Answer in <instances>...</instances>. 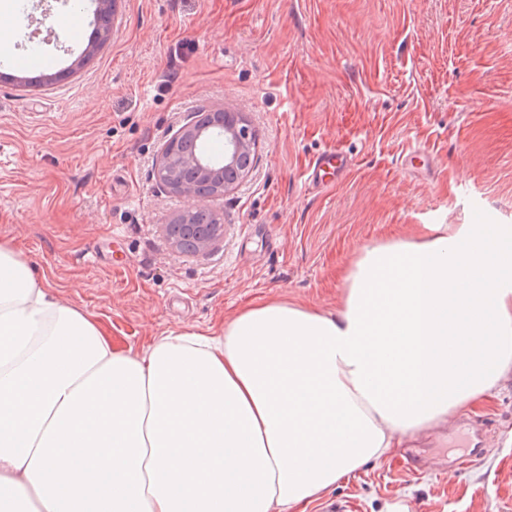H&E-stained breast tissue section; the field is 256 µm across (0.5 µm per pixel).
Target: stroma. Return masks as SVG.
<instances>
[{"mask_svg":"<svg viewBox=\"0 0 512 512\" xmlns=\"http://www.w3.org/2000/svg\"><path fill=\"white\" fill-rule=\"evenodd\" d=\"M23 3L16 51L75 60L67 29L34 37L41 6ZM218 109L247 114L255 166L214 201L215 246L180 251L166 226L190 201L154 165L188 115ZM413 145L429 169L402 167ZM331 147L351 172L308 186ZM417 224L512 225V0H118L73 75L0 82V240L117 348L217 327L253 300L334 309L355 251ZM334 501L512 512V379L306 512Z\"/></svg>","mask_w":512,"mask_h":512,"instance_id":"1","label":"stroma"}]
</instances>
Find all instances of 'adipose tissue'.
<instances>
[{
	"label": "adipose tissue",
	"instance_id": "adipose-tissue-1",
	"mask_svg": "<svg viewBox=\"0 0 512 512\" xmlns=\"http://www.w3.org/2000/svg\"><path fill=\"white\" fill-rule=\"evenodd\" d=\"M340 280L133 352L0 241V512H295L512 378V225L420 224Z\"/></svg>",
	"mask_w": 512,
	"mask_h": 512
}]
</instances>
